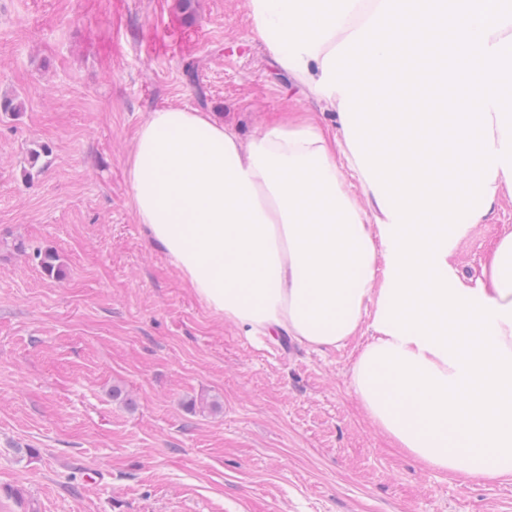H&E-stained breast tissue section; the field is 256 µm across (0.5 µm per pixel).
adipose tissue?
<instances>
[{
	"instance_id": "obj_1",
	"label": "adipose tissue",
	"mask_w": 512,
	"mask_h": 512,
	"mask_svg": "<svg viewBox=\"0 0 512 512\" xmlns=\"http://www.w3.org/2000/svg\"><path fill=\"white\" fill-rule=\"evenodd\" d=\"M257 34L277 63L308 85L323 76L325 55L356 33L361 0H250ZM128 161L138 223L185 283L225 323L245 334H286L301 346L338 349L364 329L362 347L401 348L454 375L443 357L393 337L383 325L391 224L378 191L363 180L344 131L301 116L256 132L248 143L208 112L162 108L135 133ZM371 201L358 208L349 178ZM497 305L512 303V226H504L477 281L460 280ZM353 388L395 445L426 467L461 480L512 477V461L472 463L467 452L420 435L411 399L391 383L365 380L356 360Z\"/></svg>"
}]
</instances>
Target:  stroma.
I'll use <instances>...</instances> for the list:
<instances>
[{"label":"stroma","mask_w":512,"mask_h":512,"mask_svg":"<svg viewBox=\"0 0 512 512\" xmlns=\"http://www.w3.org/2000/svg\"><path fill=\"white\" fill-rule=\"evenodd\" d=\"M0 98L22 103L0 113V512H512V480L396 448L354 392L359 342L244 335L138 224L149 112L245 141L291 112L338 125L248 0H0ZM504 224L512 198L459 243L460 274Z\"/></svg>","instance_id":"stroma-1"}]
</instances>
